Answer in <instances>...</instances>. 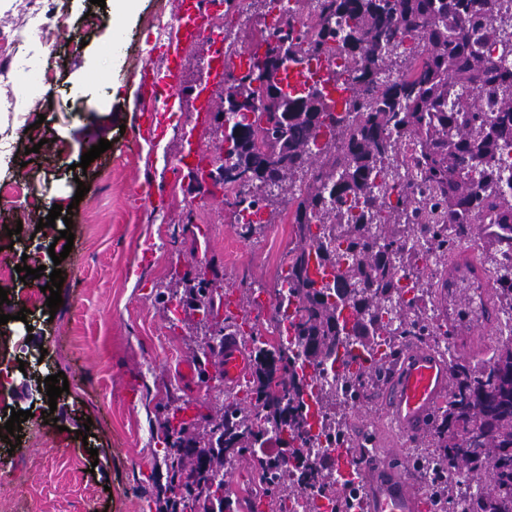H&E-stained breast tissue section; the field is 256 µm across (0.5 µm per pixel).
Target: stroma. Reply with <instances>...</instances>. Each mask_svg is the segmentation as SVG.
<instances>
[{
	"instance_id": "35a3bbf8",
	"label": "stroma",
	"mask_w": 512,
	"mask_h": 512,
	"mask_svg": "<svg viewBox=\"0 0 512 512\" xmlns=\"http://www.w3.org/2000/svg\"><path fill=\"white\" fill-rule=\"evenodd\" d=\"M173 2L134 0L122 19L125 45L118 53L112 50V7L41 0L52 15L43 29L23 0H8L0 10V30L24 38L18 61H0V129L10 137L14 158L0 186L19 189L0 198V261L47 268L25 283L15 274L0 280L8 297L0 314L9 317L0 324V365L16 366L32 324L46 351L43 373H64L69 384L53 408L20 401L13 386L0 388V415L13 408L32 413L16 448L0 438V512H150L168 480L156 454L160 423L173 406L189 403L195 415L208 413L213 402L196 369L202 348L195 320L177 303L158 301V285L179 289L189 267H214L238 303L234 323H247L259 336L277 314L274 288L287 268L292 224L281 213L272 223L246 228L222 190L190 183L181 165L186 148L208 162L219 144L214 121L197 123L192 96L204 77L206 36L180 32V109L159 120L154 135L145 133L149 120L137 108L141 78L167 66L165 57L149 54L147 42L157 19H173ZM265 11L263 0L225 4L222 25L235 46L230 62L260 39ZM22 61L45 77L42 91L17 79ZM103 138L110 149L80 169L82 155ZM33 140L39 152L26 153ZM81 183L87 191L78 201ZM56 204L72 207L71 223L59 218L37 233L40 218ZM67 226L74 243L57 265L48 249ZM16 227L15 242L6 231ZM56 266L64 282L53 312L43 288ZM459 303L456 294L444 300L438 323L449 333L454 357L484 361L502 342L497 322L481 323L478 335H459L448 315ZM20 311L25 320H17ZM48 410L55 420L47 424L41 414ZM348 424L353 438L373 435L379 451L409 461L406 439L382 401L355 410ZM85 426L91 438L79 436ZM255 456L251 450L235 460L230 497L238 512L266 498Z\"/></svg>"
}]
</instances>
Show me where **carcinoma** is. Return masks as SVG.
Segmentation results:
<instances>
[{
  "instance_id": "1",
  "label": "carcinoma",
  "mask_w": 512,
  "mask_h": 512,
  "mask_svg": "<svg viewBox=\"0 0 512 512\" xmlns=\"http://www.w3.org/2000/svg\"><path fill=\"white\" fill-rule=\"evenodd\" d=\"M315 23L296 33L288 16L268 28L272 67L280 56H336L335 71L308 86L291 85L290 70L267 86L244 78L224 84V106L240 113L230 130V149L213 161L215 183L230 190L254 186L250 198H225L237 211L245 204L261 212L277 195L294 197L295 241L288 250V295L280 307L295 306V336L304 358L292 349L255 347L256 370L250 399L217 403L200 416L202 431L166 417L158 442L171 472L159 512H230L224 496V461L255 447L265 431L255 426L260 408L267 423L311 440L316 415L333 405L325 395L313 408L306 400L302 365L336 364L337 377L351 389L378 383L388 372L397 346L430 336L417 301L432 291L439 266L448 261L455 230L464 233L483 217L493 219L483 246L496 267L498 310L512 315V184L496 167L501 147L512 142V70L500 67L488 50L512 55L506 35L512 15L495 0H295ZM348 22L340 34L336 20ZM398 69L400 82L378 75ZM419 149L401 151L405 138ZM419 176L422 200L407 191ZM381 183L387 192L379 194ZM428 235L431 258L423 266L401 248L417 234ZM416 268L414 288L403 299L398 270ZM333 273L340 288L318 285ZM198 283L185 289L183 304L204 317L224 301L218 274L199 269ZM353 302L356 317L343 316L338 302ZM388 318H383V315ZM383 342H378V339ZM348 344H343V340ZM345 345L344 354L338 347ZM387 351L377 355L380 345ZM224 355V326L213 324L203 352L205 364ZM418 447L435 474L463 475L471 492L461 494L432 479L430 497L450 512H512V338L502 341L480 367L457 359L449 368L446 405ZM301 481L319 484L320 469L301 456ZM267 486L270 512L288 495L279 468L257 462Z\"/></svg>"
}]
</instances>
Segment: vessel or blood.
Returning <instances> with one entry per match:
<instances>
[{"mask_svg":"<svg viewBox=\"0 0 512 512\" xmlns=\"http://www.w3.org/2000/svg\"><path fill=\"white\" fill-rule=\"evenodd\" d=\"M224 0H200L194 14L199 24L221 34ZM173 73L151 72L140 95L141 111L158 116L173 111ZM249 360L240 342H225L220 368L224 382L239 384L248 374ZM448 388V364L437 355L412 349L401 358L393 386L385 400V412L407 436L420 434L433 409ZM361 475L367 492L366 512H423L425 504L414 488L406 467L381 453L365 458Z\"/></svg>","mask_w":512,"mask_h":512,"instance_id":"obj_1","label":"vessel or blood"}]
</instances>
